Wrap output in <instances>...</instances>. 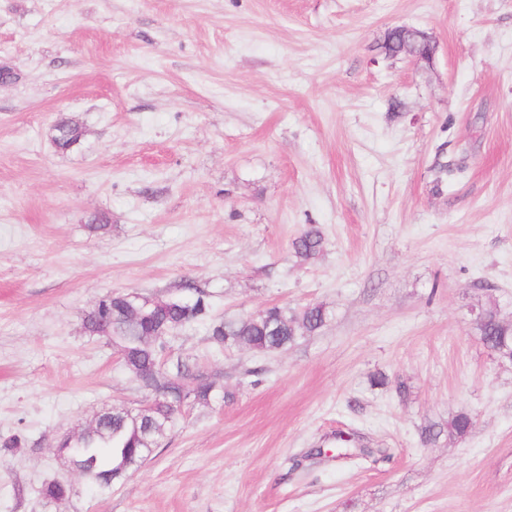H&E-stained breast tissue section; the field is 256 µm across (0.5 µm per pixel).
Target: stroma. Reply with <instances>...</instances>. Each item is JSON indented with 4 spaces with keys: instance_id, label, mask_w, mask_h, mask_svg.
Listing matches in <instances>:
<instances>
[{
    "instance_id": "obj_1",
    "label": "stroma",
    "mask_w": 512,
    "mask_h": 512,
    "mask_svg": "<svg viewBox=\"0 0 512 512\" xmlns=\"http://www.w3.org/2000/svg\"><path fill=\"white\" fill-rule=\"evenodd\" d=\"M394 26L434 56L385 57ZM0 64V512H512V362L477 329L512 323V0H0ZM188 283L327 319L272 354L176 330L211 401L90 485L60 441L151 395L83 318ZM54 130L56 133L53 136V141L56 147L62 151L70 150L78 145L82 137L81 129L77 125H70L67 121L58 123ZM323 247V236L314 226L305 229L293 241V248L297 256L307 261L320 254Z\"/></svg>"
}]
</instances>
